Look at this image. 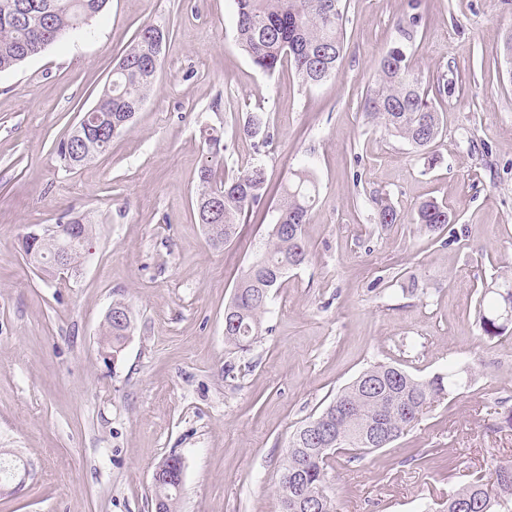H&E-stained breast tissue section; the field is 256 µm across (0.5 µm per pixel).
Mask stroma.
<instances>
[{
  "instance_id": "1",
  "label": "stroma",
  "mask_w": 512,
  "mask_h": 512,
  "mask_svg": "<svg viewBox=\"0 0 512 512\" xmlns=\"http://www.w3.org/2000/svg\"><path fill=\"white\" fill-rule=\"evenodd\" d=\"M410 3L346 0L338 72L314 86L251 63L234 0H109L87 34L0 73V448L30 468L18 492L0 491V512H154L152 475L173 454L180 512H281L291 434L377 362L475 376L390 447L330 455L338 512H445L450 493L512 460V334L483 337L478 322L484 287L512 267V0H420L412 68L451 84L432 97V168L361 110ZM147 23L169 37L133 125L67 169L59 142ZM255 107L272 116L271 188L306 166L319 201L307 263L241 352L224 342V307L267 227L251 216L212 248L194 201L200 128L233 127ZM376 195L404 215L437 199L453 221L439 236L375 224ZM67 214L91 236L80 276L63 279L29 264L21 239ZM116 299L133 323L109 362L99 340Z\"/></svg>"
}]
</instances>
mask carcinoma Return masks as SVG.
I'll list each match as a JSON object with an SVG mask.
<instances>
[{"instance_id":"obj_1","label":"carcinoma","mask_w":512,"mask_h":512,"mask_svg":"<svg viewBox=\"0 0 512 512\" xmlns=\"http://www.w3.org/2000/svg\"><path fill=\"white\" fill-rule=\"evenodd\" d=\"M108 0H0V73L13 70L63 35L93 21ZM235 42L253 65L272 76L288 63L301 84L317 85L336 75L344 48L345 19L341 0H234ZM169 31L147 25L135 35L112 70V81L95 107L94 126H111L122 133L133 121L148 93L155 73L153 63L162 56ZM411 37L390 47L381 57L375 86L365 95L362 112L373 125L410 144L427 156L442 134L441 118L424 83L410 67ZM271 119L262 109L243 113L236 135L253 141L254 157L231 175L219 174L228 144L224 128L201 130L208 160L197 173L195 207L210 244L222 248L240 233V224L265 200L268 188L266 157L272 144ZM112 139L89 136L73 129L61 143L60 157L69 168L80 167L108 151ZM317 183L308 167L293 172L284 184L274 221L269 225L263 252L243 271L224 309V342L241 351L262 334L273 290L288 271L302 266L309 254L304 224L318 201ZM375 223L401 224L404 217L391 204L376 202ZM410 222L429 233L443 231L451 222L448 207L436 200L420 202ZM512 308V278L487 286L479 302V325L493 338L512 330V320L499 318ZM130 330L114 324L104 339L112 352L122 350ZM450 370L419 379L391 364L376 363L343 388L315 418L298 427L288 449L278 493L283 512H336L328 493L329 450L311 438L309 428L343 424L348 441L342 444L357 455L376 450L361 434L383 426L399 438L414 427L431 405L471 379ZM183 464L175 455L163 461L154 499L165 512H178ZM512 512V461L494 467L491 483L473 481L448 497L447 512Z\"/></svg>"}]
</instances>
